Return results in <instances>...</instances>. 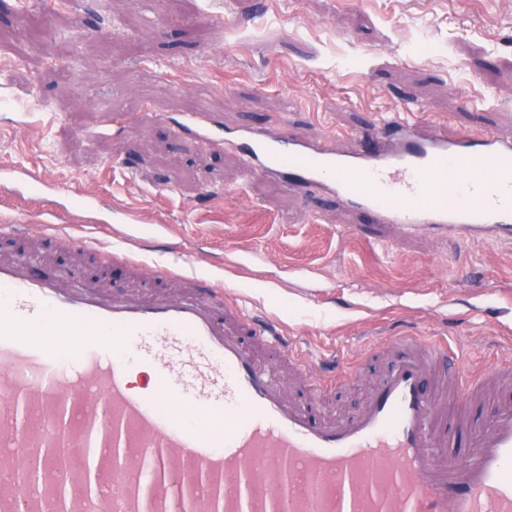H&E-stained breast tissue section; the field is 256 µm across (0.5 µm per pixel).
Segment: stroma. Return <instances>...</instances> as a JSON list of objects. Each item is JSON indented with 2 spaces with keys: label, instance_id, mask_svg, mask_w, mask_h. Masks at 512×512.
I'll list each match as a JSON object with an SVG mask.
<instances>
[{
  "label": "stroma",
  "instance_id": "1",
  "mask_svg": "<svg viewBox=\"0 0 512 512\" xmlns=\"http://www.w3.org/2000/svg\"><path fill=\"white\" fill-rule=\"evenodd\" d=\"M0 20V219L24 214L145 263L184 253L247 313L281 319L302 355L354 362L404 333L447 338L457 408L512 365V247L368 224L322 188L247 173L220 142L171 117L225 129L347 139L413 104L448 136H512V0H5ZM94 195L95 209L79 200ZM315 415L348 414L361 382L289 387ZM205 113L206 112H193L183 121L178 123L179 129L192 131L193 138L195 140H204L209 138L213 130ZM511 378L512 383V366L504 365L491 370L486 378H481L470 387V396L474 400H478L483 386L492 387L502 383L506 379Z\"/></svg>",
  "mask_w": 512,
  "mask_h": 512
}]
</instances>
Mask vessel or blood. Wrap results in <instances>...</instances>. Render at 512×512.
<instances>
[{
  "mask_svg": "<svg viewBox=\"0 0 512 512\" xmlns=\"http://www.w3.org/2000/svg\"><path fill=\"white\" fill-rule=\"evenodd\" d=\"M347 151L246 127L225 137L248 166L317 185L372 224L512 246V137L429 130L411 106ZM210 137L205 113L179 123ZM17 220L0 238L62 237ZM67 236V235H66ZM125 264L143 292L35 256L0 252V512H512V402L493 404L466 459L447 340L374 346L382 368L356 413L315 418L278 374L313 381L273 317L245 313L178 264ZM512 379L491 370L470 387ZM95 438L96 474L76 456Z\"/></svg>",
  "mask_w": 512,
  "mask_h": 512,
  "instance_id": "b4317fda",
  "label": "vessel or blood"
}]
</instances>
